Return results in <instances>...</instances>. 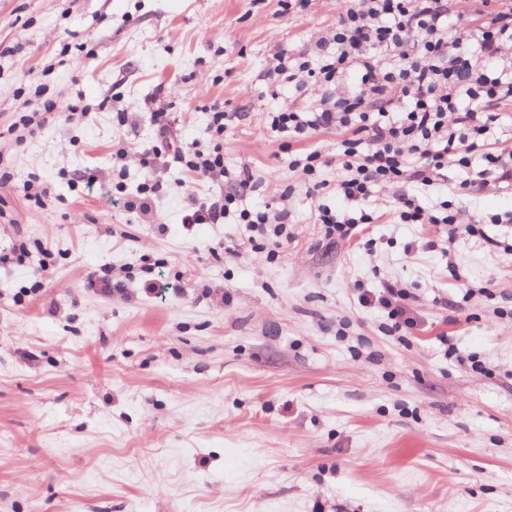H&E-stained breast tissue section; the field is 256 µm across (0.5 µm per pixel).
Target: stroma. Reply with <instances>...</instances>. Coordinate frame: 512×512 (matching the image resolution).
I'll return each instance as SVG.
<instances>
[{
	"mask_svg": "<svg viewBox=\"0 0 512 512\" xmlns=\"http://www.w3.org/2000/svg\"><path fill=\"white\" fill-rule=\"evenodd\" d=\"M337 14L336 0H0V127L38 90L87 109L23 147L0 140V250L51 254L23 298L37 257L0 266V512H512V320L494 312L512 307V223L427 251L434 227L400 223L380 188L372 223L325 250L318 206L357 207L334 169L314 191L288 161L335 152L338 135L286 151L270 129L269 113L315 99L268 84L275 54H312ZM216 101L231 115L225 168L257 181L238 207L288 208L277 258L236 214L184 227L186 193L212 186L178 166L152 222L69 185L111 171L117 145H155L159 106L180 139L207 144ZM33 173L52 187L41 208L21 191ZM147 257L183 296L155 301L137 279L109 297L86 286L93 269ZM388 281L417 296L405 343L358 303ZM443 335L487 373L446 360Z\"/></svg>",
	"mask_w": 512,
	"mask_h": 512,
	"instance_id": "obj_1",
	"label": "stroma"
}]
</instances>
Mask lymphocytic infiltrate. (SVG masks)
<instances>
[{"mask_svg":"<svg viewBox=\"0 0 512 512\" xmlns=\"http://www.w3.org/2000/svg\"><path fill=\"white\" fill-rule=\"evenodd\" d=\"M498 2L488 24L475 31L462 18L450 23L448 0H340L336 27L316 39L313 59L296 62L282 51L267 74L270 84L287 81L316 93L308 110L273 113V132L289 140L321 130L344 134L335 154L310 150L291 161V170L310 180L320 166L336 167V191L346 201L361 203L373 188L385 186L393 191L401 223L445 224L452 236L476 233L479 219L464 203L446 204L436 215L419 206L406 187L430 184L448 166H468L482 136L498 120L490 103L512 101V0ZM75 111L72 103L27 100L7 131L31 137L49 118H68ZM209 115L208 145L174 139L168 114L159 107L151 112L156 146L115 151L117 162L135 159L144 173L135 192L122 198L126 211L156 214L160 172L174 161L192 181L219 188L209 197L186 195L184 224L223 223L237 197L253 188L255 177L246 168L235 174L225 168L228 114L216 101ZM414 300L394 282L358 296L361 306L384 312L382 330L401 341L416 326Z\"/></svg>","mask_w":512,"mask_h":512,"instance_id":"1","label":"lymphocytic infiltrate"}]
</instances>
